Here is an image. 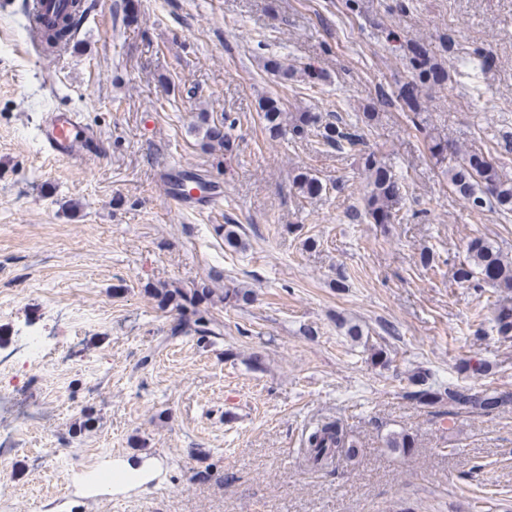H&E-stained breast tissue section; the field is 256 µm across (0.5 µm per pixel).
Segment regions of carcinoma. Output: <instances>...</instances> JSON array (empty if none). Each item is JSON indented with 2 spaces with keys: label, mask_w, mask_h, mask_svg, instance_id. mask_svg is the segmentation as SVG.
<instances>
[{
  "label": "carcinoma",
  "mask_w": 512,
  "mask_h": 512,
  "mask_svg": "<svg viewBox=\"0 0 512 512\" xmlns=\"http://www.w3.org/2000/svg\"><path fill=\"white\" fill-rule=\"evenodd\" d=\"M85 13L83 0H71V12L57 20L46 37L49 47L68 44L73 30ZM412 70L418 82L408 86L403 101L412 112H417L415 91L418 83H440L446 73L431 61L427 49L416 47L410 59ZM259 112L265 128L278 136L290 135L303 138L313 134L324 145L338 151L356 150L364 144L358 128L340 121H324L316 112H288L277 97L268 96L259 102ZM235 120L224 116V122L216 124L206 115L200 116L199 129L204 131L203 146L213 151L230 152L234 142L228 130ZM429 152L441 172L448 176V186L452 192L467 200L472 208L482 210L493 208L504 215L512 214V179L503 176L499 167L481 151L463 152L455 145L440 138L432 137ZM365 170L369 173L368 191L364 199V215L371 224H392L395 214L393 201L400 196L402 185L393 171L377 159L373 152H362ZM177 183L186 191L194 188H207L209 181L192 172L177 174ZM300 194L305 197L317 196L323 185L317 177L307 171L294 178ZM468 261L456 271L458 283L469 288L482 289L486 286L503 291H512V262L487 240L474 238L467 244ZM150 295L162 308L170 307L183 316L179 329L184 333L194 332L205 336L213 333L211 319L200 309L201 304L213 301L214 291L203 284L196 288H181L172 284L152 287ZM495 327L503 339H512V305L500 301L495 310ZM430 374L420 372L414 385L417 389L405 393V398L417 406L435 407L448 405V413L470 414L488 409L512 408V392L508 390L474 391L463 386L448 384L439 390L429 385ZM308 462L317 470H325L333 463L335 456L344 448L354 447L339 421L325 422L317 426L305 441ZM388 447L397 448L410 454L415 447V438L408 433L394 434L388 438Z\"/></svg>",
  "instance_id": "1"
}]
</instances>
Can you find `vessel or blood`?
<instances>
[{
  "label": "vessel or blood",
  "instance_id": "vessel-or-blood-1",
  "mask_svg": "<svg viewBox=\"0 0 512 512\" xmlns=\"http://www.w3.org/2000/svg\"><path fill=\"white\" fill-rule=\"evenodd\" d=\"M38 138L44 153L52 158L89 164L100 158L103 146L98 132L86 121L82 112L54 108L44 112L38 127ZM166 194L179 208H204L217 190L208 194L192 192L184 195L175 183H167Z\"/></svg>",
  "mask_w": 512,
  "mask_h": 512
}]
</instances>
